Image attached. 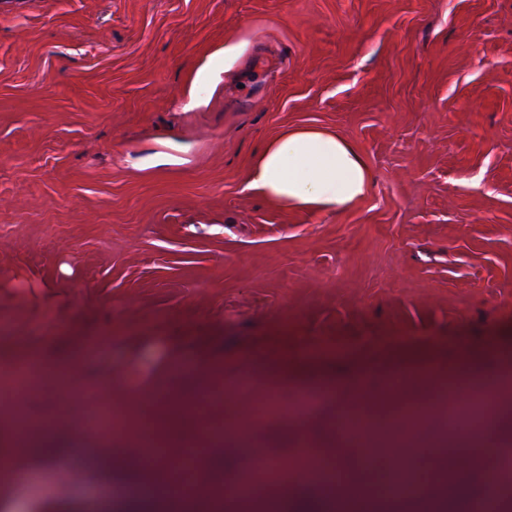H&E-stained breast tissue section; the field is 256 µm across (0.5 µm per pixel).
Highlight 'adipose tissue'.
Listing matches in <instances>:
<instances>
[{
	"instance_id": "adipose-tissue-1",
	"label": "adipose tissue",
	"mask_w": 512,
	"mask_h": 512,
	"mask_svg": "<svg viewBox=\"0 0 512 512\" xmlns=\"http://www.w3.org/2000/svg\"><path fill=\"white\" fill-rule=\"evenodd\" d=\"M248 186L286 208L336 214L370 191L368 167L340 136L297 127L270 138L255 156Z\"/></svg>"
}]
</instances>
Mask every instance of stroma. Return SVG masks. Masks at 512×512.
<instances>
[{
	"mask_svg": "<svg viewBox=\"0 0 512 512\" xmlns=\"http://www.w3.org/2000/svg\"><path fill=\"white\" fill-rule=\"evenodd\" d=\"M300 126L362 156L364 199L248 189ZM31 351L52 382L11 404L46 439L31 470L75 464L41 479L61 512H126L144 475L77 425L86 389L168 380L144 420L219 393L203 505L246 445L348 464L340 408L426 404L461 359L512 373V0H0V364ZM260 395L279 411L249 420ZM422 446L432 473L471 467L444 431Z\"/></svg>",
	"mask_w": 512,
	"mask_h": 512,
	"instance_id": "obj_1",
	"label": "stroma"
}]
</instances>
